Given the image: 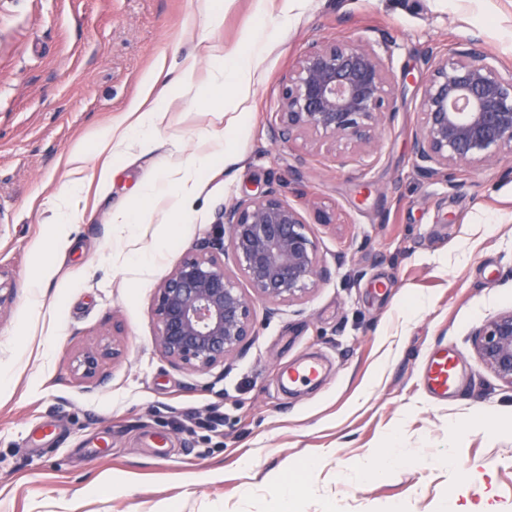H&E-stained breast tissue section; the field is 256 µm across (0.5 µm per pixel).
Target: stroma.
<instances>
[{
	"label": "stroma",
	"mask_w": 512,
	"mask_h": 512,
	"mask_svg": "<svg viewBox=\"0 0 512 512\" xmlns=\"http://www.w3.org/2000/svg\"><path fill=\"white\" fill-rule=\"evenodd\" d=\"M254 26L268 42L246 100L216 92L213 54L248 52ZM353 35L390 54L395 110L378 148L284 142L283 78L311 40ZM469 48L512 67V0H0V512H274L283 497L290 512H512V385L474 349L477 329L512 310V160L456 189L414 167L424 56ZM158 69L176 84L154 150L127 145L104 188L96 152L71 175L76 142L135 131L128 106ZM201 158L188 213L161 194L142 223H112L150 178ZM269 189L300 209L329 277L301 302L256 303L254 336L224 365L174 367L156 344L158 286L224 208ZM57 197L84 212L63 254ZM42 260L57 274L32 321ZM439 345L461 359L445 401L423 384ZM89 354L97 384L82 376ZM309 357L326 363L322 380L284 388ZM44 426L55 437L30 442ZM388 448L397 462L364 481Z\"/></svg>",
	"instance_id": "1"
}]
</instances>
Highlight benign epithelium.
Returning a JSON list of instances; mask_svg holds the SVG:
<instances>
[{
    "mask_svg": "<svg viewBox=\"0 0 512 512\" xmlns=\"http://www.w3.org/2000/svg\"><path fill=\"white\" fill-rule=\"evenodd\" d=\"M414 130L415 166L460 185L459 171L512 156V69L476 50L428 51ZM394 109L389 64L361 37L314 40L281 87L279 135L376 147ZM220 232L185 254L157 289L156 344L176 367L205 372L254 335L255 302L295 303L328 276L300 210L269 189L224 209ZM231 255L233 266L225 263ZM244 278L252 294L239 286ZM480 362L512 386V310L476 332Z\"/></svg>",
    "mask_w": 512,
    "mask_h": 512,
    "instance_id": "7a95c632",
    "label": "benign epithelium"
}]
</instances>
